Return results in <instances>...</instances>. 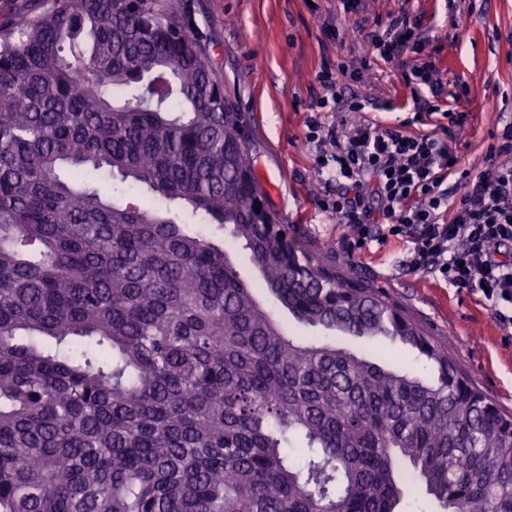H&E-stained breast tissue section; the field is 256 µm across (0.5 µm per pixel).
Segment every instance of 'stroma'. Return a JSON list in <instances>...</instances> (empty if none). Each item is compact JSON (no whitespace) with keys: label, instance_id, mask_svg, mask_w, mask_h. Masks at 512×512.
I'll list each match as a JSON object with an SVG mask.
<instances>
[{"label":"stroma","instance_id":"stroma-1","mask_svg":"<svg viewBox=\"0 0 512 512\" xmlns=\"http://www.w3.org/2000/svg\"><path fill=\"white\" fill-rule=\"evenodd\" d=\"M203 36L227 96L248 117L254 168L283 223L302 243L344 276L382 289L412 316L469 380L504 411L512 412V329L500 324L481 293L448 286L431 273H408L400 263L407 245L392 239L346 252L348 233L321 212L323 184L305 121L318 92L323 65L345 61L360 72L348 90L379 105L388 122L413 110L402 73L415 56L371 61L367 36L376 21L406 12L419 19L426 48L448 81L452 130L464 144L463 165L476 161L503 124L512 122V0H173ZM338 29L330 41L328 29ZM325 341L359 356L381 354L392 367L424 378L433 371L408 347L386 338L368 340L341 332Z\"/></svg>","mask_w":512,"mask_h":512}]
</instances>
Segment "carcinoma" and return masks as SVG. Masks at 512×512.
Returning a JSON list of instances; mask_svg holds the SVG:
<instances>
[{"label":"carcinoma","mask_w":512,"mask_h":512,"mask_svg":"<svg viewBox=\"0 0 512 512\" xmlns=\"http://www.w3.org/2000/svg\"><path fill=\"white\" fill-rule=\"evenodd\" d=\"M226 240L298 323L399 341L434 380L286 335ZM418 485L445 512H512V414L281 223L193 22L167 0H18L0 512H396ZM226 249L231 251L234 263L247 281L254 287L259 285V274L251 263L249 254L240 247H232L229 243L224 244Z\"/></svg>","instance_id":"cac0c4a2"}]
</instances>
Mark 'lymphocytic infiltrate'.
<instances>
[{
    "mask_svg": "<svg viewBox=\"0 0 512 512\" xmlns=\"http://www.w3.org/2000/svg\"><path fill=\"white\" fill-rule=\"evenodd\" d=\"M367 43L372 55L387 62L416 54L404 75L414 117L438 114L448 126L438 135H413L406 123L369 119L370 101L341 90L348 65L323 67L316 76V110L305 124L326 187L319 208L349 228L347 251L404 240L406 271L482 292L500 323L512 328V123L478 164L463 166L451 142L457 118L446 107L448 84L424 53L419 23L404 12L389 16ZM326 112L342 118L326 124Z\"/></svg>",
    "mask_w": 512,
    "mask_h": 512,
    "instance_id": "f902f5d3",
    "label": "lymphocytic infiltrate"
}]
</instances>
